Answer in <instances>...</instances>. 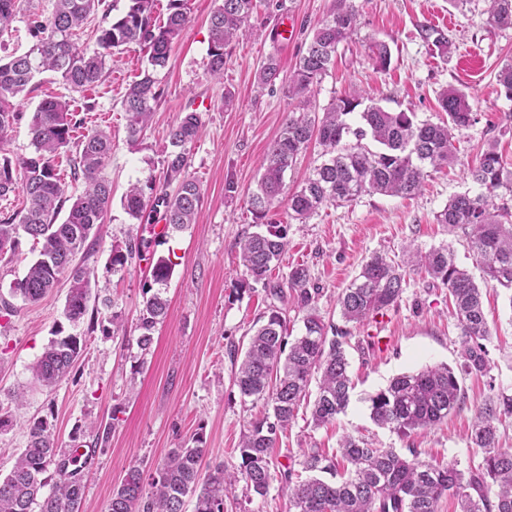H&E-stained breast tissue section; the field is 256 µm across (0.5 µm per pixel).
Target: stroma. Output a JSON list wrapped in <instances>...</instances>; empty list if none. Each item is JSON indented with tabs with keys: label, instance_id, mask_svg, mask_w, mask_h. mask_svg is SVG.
Segmentation results:
<instances>
[{
	"label": "stroma",
	"instance_id": "35a3bbf8",
	"mask_svg": "<svg viewBox=\"0 0 512 512\" xmlns=\"http://www.w3.org/2000/svg\"><path fill=\"white\" fill-rule=\"evenodd\" d=\"M218 0H190V21L174 44L167 67L155 78L162 92L152 120L140 141L129 144L121 101L125 89L147 66L144 54L131 45L107 59L103 84L87 94L72 93L52 74L36 76L34 89L14 100L18 119L0 144L10 156L34 152L28 134L31 116L44 95L70 100L74 108L91 102L80 134L103 129L112 134V154L104 176L111 181L112 206L87 261L94 270L92 289L107 290L110 308H89L78 323L63 315L68 282L39 303L29 304L10 293L27 272L38 251L22 238L12 261H0V297L11 301L12 315L0 319V401L22 389L26 403L17 420L0 433V473H8L12 455L27 441V422L52 417L59 448L92 439L89 424L111 422L112 434L96 448L86 469V504L104 512L113 488L133 465L156 466L169 449L191 445L202 434L210 463L238 469L237 447L244 431L261 418L262 405L243 400L232 380L229 345H246L247 332L265 312L269 301L261 285L242 286L238 241L255 229L248 199L260 176V163L294 105L284 84L264 91L256 87L260 63L277 56L283 73H290L305 51L316 27L325 20L334 0H257L250 34L233 45L217 81L206 71L209 17ZM360 28L341 44L336 63L315 93L325 107L351 88L364 90L384 107L413 111L417 119L438 121L439 94L447 88L465 90L479 115L463 131L455 164L427 177L413 198L368 194L344 204L324 206L301 224L279 212L288 225L289 246L275 270L285 278L292 266L307 265L322 294L318 308L325 320L340 323L338 294L375 253L401 259L405 247L426 251L452 246L457 264L474 278L482 272L461 230L437 223L435 215L457 192L479 193L467 173L482 147L498 141L512 161V100L496 81L498 70L512 61V28L488 22L484 0L456 7L453 0H355ZM52 0H23L8 33L0 37V54L30 49L28 15H50ZM432 25L448 31L452 45L446 54L432 51L421 28ZM386 41L392 52L388 71H377L366 47L369 38ZM232 103H225V93ZM204 122L191 148L190 175L201 188V207L195 224L156 239L153 227L132 220L121 205L129 185H162V151L170 127L189 111ZM234 182L235 192L225 190ZM150 244L142 258L112 268L113 250L131 240ZM165 256L174 264L165 290L169 314L158 325L149 352L135 338L143 285L150 282L153 258ZM484 311L492 336L487 344L490 372L460 375L464 403L448 420L408 437L378 427L370 418L367 398L385 388L398 374L427 365L458 367L462 338L448 302V289L430 277L408 272L397 307L352 329L347 349L353 380L350 403L336 422L313 427L308 410H300L283 433L275 463L289 452L322 448L336 454L343 435H365L384 448L415 449L429 462L460 461L478 465L480 449L467 433L490 390L512 394V291L497 287L483 291ZM124 333L104 334L111 319ZM82 337L86 348L71 374L51 389L38 387L31 367L42 354L55 327ZM224 512H288L287 487L273 481L266 496H257L238 483L224 499Z\"/></svg>",
	"mask_w": 512,
	"mask_h": 512
}]
</instances>
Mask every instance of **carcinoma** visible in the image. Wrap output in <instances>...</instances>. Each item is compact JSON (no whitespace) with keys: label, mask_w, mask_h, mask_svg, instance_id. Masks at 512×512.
I'll use <instances>...</instances> for the list:
<instances>
[{"label":"carcinoma","mask_w":512,"mask_h":512,"mask_svg":"<svg viewBox=\"0 0 512 512\" xmlns=\"http://www.w3.org/2000/svg\"><path fill=\"white\" fill-rule=\"evenodd\" d=\"M21 0H0V38L9 30ZM97 0H54L47 17L30 18L34 43L22 55L0 57V144L17 118L12 99L24 92L34 77L56 74L75 92L93 89L101 81L106 58L112 51L134 44L147 56L151 70L129 84L122 99L128 141L138 142L161 97L154 72L167 67L173 44L188 21V0H167L165 13L156 15L157 0H128L125 12L98 30L99 50L89 52L76 42V32L95 10ZM489 23L512 28V0H486ZM254 0H220L209 19L207 71L224 76L226 48L251 30ZM354 0H336L330 15L315 29L305 53L289 77L288 99L296 101L279 136L263 159L260 179L250 206L266 228L243 235L238 241L244 276L263 286L282 306H269L260 325L253 326L244 355L233 374L242 398L268 408L262 418L243 433L240 470L229 473L218 464L208 470L203 438L192 447L172 448L153 469L128 468L113 489L106 512H185L186 498L195 499L194 512H224V495L242 481L247 489L265 496L276 476L288 482V512H438L440 499L456 500L459 512H512V449L502 448L497 424L512 417V395L501 391L478 411L468 439L482 450L476 467L459 463L421 461L415 449L403 454L375 446L363 436L347 435L340 457H327L319 448L301 449L289 457L282 471L275 470L271 451L279 434L288 430L300 407L312 400L311 422L321 426L336 420L348 405L352 380L346 346L348 324L363 325L398 305L404 292L406 271L423 269L448 287L462 337L461 372L484 376L490 371L486 342L491 336L482 299V287L512 288V211L494 200L512 197V162L504 160L497 142L483 148L479 162L468 172L483 192L454 194L437 213L436 221L463 230L482 272L478 285L457 265L450 246L406 251L399 264L375 253L337 297L346 326L328 324L320 315L322 289L312 280L309 267H292L283 281L272 280L274 263L288 244L287 226L270 218L285 204L291 219L305 223L328 203H349L365 194L409 198L421 191L428 170L435 172L456 160L457 135L478 121L469 95L460 88L443 90L439 104L447 118L439 123L421 121L413 112L387 109L361 92L339 98L317 110L313 97L317 85L334 62L340 44L359 28ZM422 37L441 53L449 37L433 26ZM375 69L391 63L387 42L370 38ZM280 76L276 56L266 57L258 71L260 88L272 87ZM505 96L512 99V62L496 75ZM83 124L68 100L47 97L37 105L29 133L34 154L12 159L0 154V197L19 192L23 205L0 219V258L16 254L24 233L40 244L37 259L26 275L15 281L11 293L31 304L42 300L67 277L69 288L64 317L79 322L87 313L91 295V270L76 257H86L105 224L112 203V183L101 176L112 151V136L95 130L80 139L74 133ZM203 128L201 115L188 112L170 129L163 159L170 193L149 184L131 185L122 197L126 213L144 222L155 215L166 228L181 230L195 223L201 201L199 184L190 176V151ZM322 147V161L293 192L286 191V172L312 140ZM67 157L73 173H81L85 187L73 197L58 174V160ZM66 218L57 222L65 202ZM143 257V242L130 243L126 251L112 254V266H124ZM173 274L171 259L158 257L152 265V284L143 289L136 338L143 351L154 340L158 324L168 315V300L153 285H165ZM302 314L304 332L288 342L284 306ZM84 347L83 339L53 332L43 353L32 366L37 381L53 387L73 369ZM317 383L315 398L310 385ZM14 408L0 404V431L13 425L22 407L21 396L10 395ZM370 418L401 437L433 427L457 412L464 394L454 369L441 364L394 377L387 387L369 398ZM28 443L13 468L0 478V512H85L84 465L55 444L53 424L46 417L28 423ZM54 469L57 479L49 493L45 473ZM330 478L325 479L321 474Z\"/></svg>","instance_id":"1"}]
</instances>
